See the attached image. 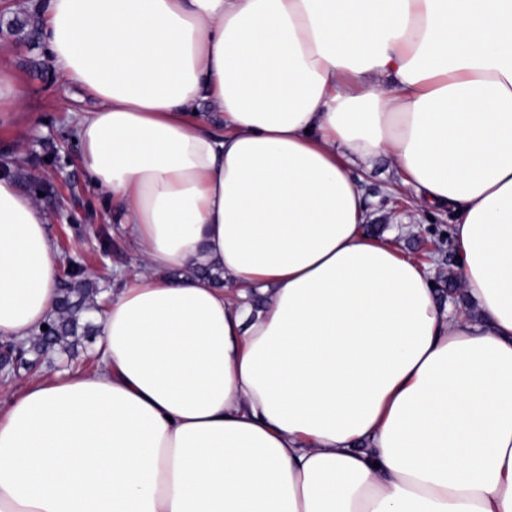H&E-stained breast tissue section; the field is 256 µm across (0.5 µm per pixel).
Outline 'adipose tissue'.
<instances>
[{"label": "adipose tissue", "instance_id": "obj_1", "mask_svg": "<svg viewBox=\"0 0 512 512\" xmlns=\"http://www.w3.org/2000/svg\"><path fill=\"white\" fill-rule=\"evenodd\" d=\"M94 194L142 268L97 366L0 415V512H512V0H45ZM221 113L222 127L203 119ZM385 157L451 207L457 278L365 231ZM0 175V339L55 310ZM221 271L223 285L170 270Z\"/></svg>", "mask_w": 512, "mask_h": 512}]
</instances>
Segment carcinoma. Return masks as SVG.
<instances>
[{
  "instance_id": "obj_1",
  "label": "carcinoma",
  "mask_w": 512,
  "mask_h": 512,
  "mask_svg": "<svg viewBox=\"0 0 512 512\" xmlns=\"http://www.w3.org/2000/svg\"><path fill=\"white\" fill-rule=\"evenodd\" d=\"M66 261L68 274L79 279L77 287L66 284L60 288L55 315L45 322L48 329L39 331L30 346L11 351L9 360L19 368H36V364L27 358L30 353L47 354L58 349L66 352L80 337L90 336L94 331L93 326L84 320V313L96 305L99 289L90 287L88 280L81 279L84 273L81 263L71 256Z\"/></svg>"
}]
</instances>
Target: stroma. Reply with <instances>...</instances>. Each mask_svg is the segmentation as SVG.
Here are the masks:
<instances>
[{
	"label": "stroma",
	"mask_w": 512,
	"mask_h": 512,
	"mask_svg": "<svg viewBox=\"0 0 512 512\" xmlns=\"http://www.w3.org/2000/svg\"><path fill=\"white\" fill-rule=\"evenodd\" d=\"M37 0H5L0 5V63L8 62L24 89L23 110L15 123L0 125V170L7 168L16 182L29 175H49L56 194L69 198L67 210L48 209V229L57 249L80 256L86 277L100 292L122 287L115 269L134 272L139 262L129 246L121 215L117 210L97 203L89 181L77 157H70L61 170L49 173L39 159L49 143L60 142L70 129L66 109L71 104L93 108L90 98L72 101V91L49 63L43 44L31 43L21 25L37 8ZM361 186L369 224L378 236L395 235L399 248L410 256L433 264L435 274L453 271L456 249L449 234L451 213L448 209L432 212L417 210L412 191L401 187L389 160L376 161L362 169ZM112 237V254L100 258L98 232ZM94 337L82 338L75 356L56 351L45 355L38 373L20 368L0 377V407L33 376H47L61 366L92 371L95 358L91 349Z\"/></svg>",
	"instance_id": "1"
}]
</instances>
